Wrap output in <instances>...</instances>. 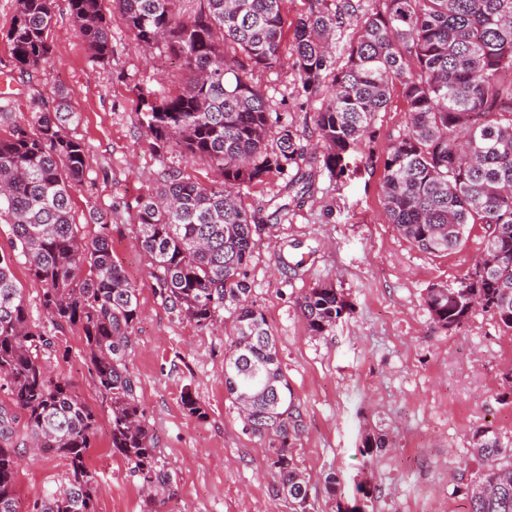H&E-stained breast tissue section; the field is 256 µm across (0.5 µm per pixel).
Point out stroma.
Returning <instances> with one entry per match:
<instances>
[{"label":"stroma","instance_id":"35a3bbf8","mask_svg":"<svg viewBox=\"0 0 512 512\" xmlns=\"http://www.w3.org/2000/svg\"><path fill=\"white\" fill-rule=\"evenodd\" d=\"M17 0H0V74L14 91L0 115V137L30 128L38 112L66 100L77 121L69 132L88 157L72 191L76 223L112 225V255L139 289L141 314L128 362L140 381L147 425L159 440V464L174 494L157 512H293L279 490L268 440L245 428L224 385L230 338L223 327L198 328L175 318L152 289L150 264L135 243L133 217L163 168L210 182L208 163L178 148L157 159L139 125V88L175 93L188 74L172 56L146 52L120 23L112 25V55L96 62L80 37L68 0H55L52 55L22 69L5 37ZM283 42L279 65L253 69L272 114L292 124L304 157L284 173L242 185L238 195L259 229L244 280L276 339L282 368L302 411L293 447L309 486V512L337 507L365 512H467L466 486L476 469L471 436L488 426L512 443V330L487 313L463 325L436 327L424 297L434 284H455L485 247L482 226L448 255L421 251L386 218L383 158L403 134L406 103L392 92L370 137L351 151L342 177L329 179L316 151L315 116L322 97L304 92ZM333 283L349 308L334 328L310 335L299 297ZM46 372L70 383L96 418L88 464L98 476V512H146L142 481L111 448L110 408L94 387L79 328L67 330L43 358ZM192 393L201 414L188 413ZM388 436L384 451L364 453L366 434ZM29 429L19 425L17 494L27 512L61 482L64 458L31 455ZM336 475V487L326 478Z\"/></svg>","mask_w":512,"mask_h":512}]
</instances>
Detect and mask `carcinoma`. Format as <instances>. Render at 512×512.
I'll list each match as a JSON object with an SVG mask.
<instances>
[{
  "label": "carcinoma",
  "instance_id": "obj_1",
  "mask_svg": "<svg viewBox=\"0 0 512 512\" xmlns=\"http://www.w3.org/2000/svg\"><path fill=\"white\" fill-rule=\"evenodd\" d=\"M104 2L68 0L96 61L111 57L116 20L137 45L164 48L190 74L177 94L139 90V123L156 154L175 143L221 177L204 184L166 171L162 185L144 196L135 240L149 258L154 293L171 314L202 330L222 322L226 303L234 305L226 390L251 433L274 443L279 490L294 512H308V483L291 451L303 432L301 412L264 314L244 299L257 225L238 199L240 186L302 159L288 123L278 126L276 148L269 149V99L250 78L254 68L280 63L285 0H199V11L187 18L177 0H110V12ZM17 4L6 38L17 62L34 68L52 50L55 0ZM354 21L356 36L338 67L333 41ZM292 43L303 89L331 87L315 119L330 178L344 174L345 155L367 138L397 88L407 125L383 163L386 217L430 254L458 249L476 224L487 228L481 262L456 285L427 289L433 323L458 327L478 305L512 329V0H311ZM75 121L76 113L60 104L36 114L31 130L0 139V222L11 226L14 255L41 283L50 323L30 325L11 259L0 255V381L10 395L0 403V512H19L13 438L20 411L34 448L69 461L65 484L28 512H97L96 474L87 464L95 416L40 363L72 326L83 332L96 390L110 401L112 449L133 464L147 496H173L127 362L139 289L112 258L111 225H98L89 238L72 214L71 190L87 168L84 142L66 132ZM299 307L309 332L322 336L346 304L329 284L310 289ZM471 458L478 469L468 512H512V446L480 427Z\"/></svg>",
  "mask_w": 512,
  "mask_h": 512
}]
</instances>
